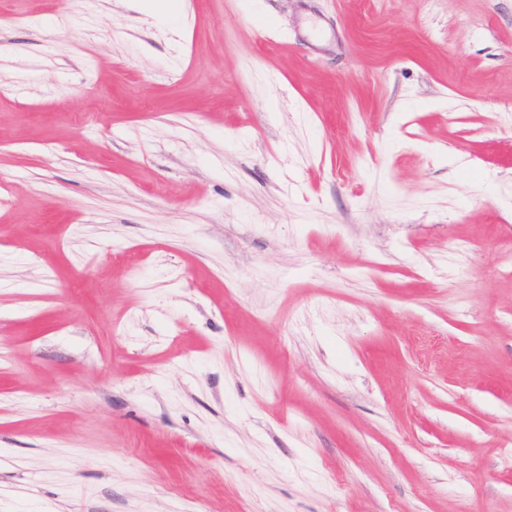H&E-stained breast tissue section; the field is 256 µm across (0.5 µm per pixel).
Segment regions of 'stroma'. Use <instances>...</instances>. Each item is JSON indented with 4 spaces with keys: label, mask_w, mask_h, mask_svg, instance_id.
I'll return each instance as SVG.
<instances>
[{
    "label": "stroma",
    "mask_w": 512,
    "mask_h": 512,
    "mask_svg": "<svg viewBox=\"0 0 512 512\" xmlns=\"http://www.w3.org/2000/svg\"><path fill=\"white\" fill-rule=\"evenodd\" d=\"M0 0V512H512V0Z\"/></svg>",
    "instance_id": "stroma-1"
}]
</instances>
